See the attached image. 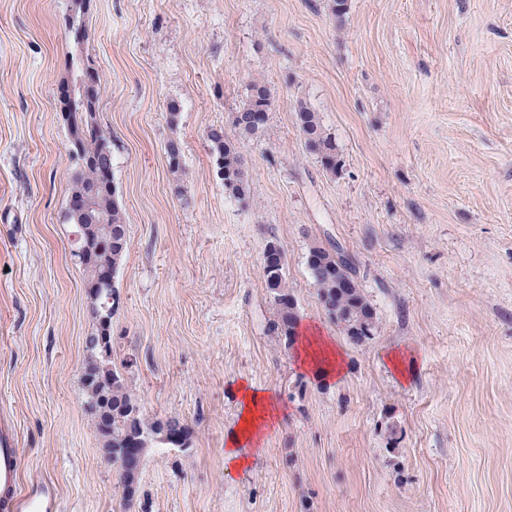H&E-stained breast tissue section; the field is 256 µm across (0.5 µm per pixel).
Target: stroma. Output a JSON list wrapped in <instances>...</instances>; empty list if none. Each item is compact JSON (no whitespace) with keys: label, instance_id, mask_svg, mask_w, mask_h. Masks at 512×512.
Wrapping results in <instances>:
<instances>
[{"label":"stroma","instance_id":"obj_1","mask_svg":"<svg viewBox=\"0 0 512 512\" xmlns=\"http://www.w3.org/2000/svg\"><path fill=\"white\" fill-rule=\"evenodd\" d=\"M72 6L0 0V427L17 497L38 512H512V0H348L340 17L332 0H91L79 43ZM71 58L100 76L126 224L112 355L146 419L192 432L188 449H149L131 504L80 389L96 322L65 219ZM254 83L271 106L244 137L232 115ZM301 104L335 137L337 171L306 149ZM219 125L246 201L211 155ZM272 239L341 379L303 371L272 329ZM315 240L356 268L376 321L363 345L319 299ZM243 382L280 413L233 468ZM212 156L224 181V188L239 201L248 196V184L243 159L236 145L227 137L224 128H212L207 132ZM20 467L19 448H15L12 437L2 431L0 435V487L14 490Z\"/></svg>","mask_w":512,"mask_h":512}]
</instances>
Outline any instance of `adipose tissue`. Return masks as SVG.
I'll list each match as a JSON object with an SVG mask.
<instances>
[{
    "label": "adipose tissue",
    "instance_id": "adipose-tissue-1",
    "mask_svg": "<svg viewBox=\"0 0 512 512\" xmlns=\"http://www.w3.org/2000/svg\"><path fill=\"white\" fill-rule=\"evenodd\" d=\"M296 357L303 370L323 378L337 377L343 371L341 355L332 341L312 330L300 336ZM237 391L240 422L226 441L224 463L241 468L248 463L246 448L259 440L267 425L278 417L279 409L275 401L251 385L239 384Z\"/></svg>",
    "mask_w": 512,
    "mask_h": 512
}]
</instances>
